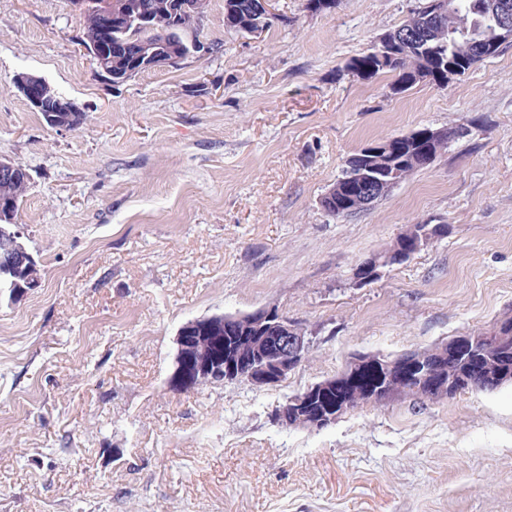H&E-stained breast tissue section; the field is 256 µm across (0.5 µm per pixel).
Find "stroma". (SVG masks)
I'll use <instances>...</instances> for the list:
<instances>
[{
  "label": "stroma",
  "mask_w": 512,
  "mask_h": 512,
  "mask_svg": "<svg viewBox=\"0 0 512 512\" xmlns=\"http://www.w3.org/2000/svg\"><path fill=\"white\" fill-rule=\"evenodd\" d=\"M421 0H340L227 31L112 85L64 0H0V158L31 181L16 221L42 285L0 302V512H512V384L395 399L320 431L276 407L353 354L396 356L512 313V42L439 88L391 90L347 60ZM45 78L85 114L48 127L12 83ZM466 128L370 208L320 199L347 158L420 127ZM413 224L445 236L378 280L363 261ZM275 306L309 359L281 385L176 392L187 321Z\"/></svg>",
  "instance_id": "obj_1"
}]
</instances>
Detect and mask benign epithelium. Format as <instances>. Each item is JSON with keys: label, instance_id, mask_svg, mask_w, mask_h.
Here are the masks:
<instances>
[{"label": "benign epithelium", "instance_id": "benign-epithelium-1", "mask_svg": "<svg viewBox=\"0 0 512 512\" xmlns=\"http://www.w3.org/2000/svg\"><path fill=\"white\" fill-rule=\"evenodd\" d=\"M157 8L176 14L179 24L197 25L200 18L189 4L182 6L169 0ZM96 23L91 35V55L97 67L118 85L134 76L128 63L141 64L147 69L172 66L187 57L181 44L172 42L159 50L149 43H122L113 41L115 24L124 22L137 27L150 26L151 15L136 9L132 0H95ZM14 85L28 104L43 113L52 128L69 129L78 115L73 102L67 99L44 78L19 72ZM395 147L392 140H383L366 147L357 160L348 165V180L361 182V191L354 197V208L371 207L374 197L393 189L399 182L397 169L380 167L374 161L389 154ZM23 165L6 159L0 160V297L13 303L41 287L42 277L38 260L26 247L18 230L15 217L18 208L20 180ZM444 231L433 228H415L413 252H418ZM394 251L369 259L372 277L379 278L382 269L392 265ZM252 330V335L228 356L219 358L211 353H195L198 341L206 339L218 348L224 344V331L230 329ZM501 346L512 343V334L495 338L480 333H470L451 338L441 350L443 354H457L467 349H481L490 340ZM176 351L171 374V388L177 392L195 389L204 384L245 380L256 387L278 386L288 379L304 362L309 353L310 341L293 321L276 307H266L247 314L211 315L195 318L183 324L175 338ZM392 371L404 376L413 373V389L424 397H452L472 386V371L448 382L435 378V366L425 358L407 357L388 365ZM336 387L331 377L309 386L302 397H290L275 410V420L280 424L302 423L309 430L319 431L334 423L354 406L355 400L335 413H308L306 396L324 388Z\"/></svg>", "mask_w": 512, "mask_h": 512}]
</instances>
